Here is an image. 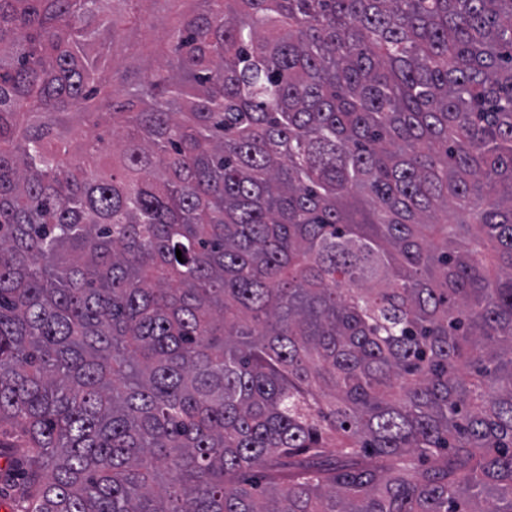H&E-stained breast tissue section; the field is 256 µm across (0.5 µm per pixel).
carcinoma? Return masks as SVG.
<instances>
[{"label": "carcinoma", "instance_id": "carcinoma-1", "mask_svg": "<svg viewBox=\"0 0 512 512\" xmlns=\"http://www.w3.org/2000/svg\"><path fill=\"white\" fill-rule=\"evenodd\" d=\"M176 2L0 0L11 512H512V0Z\"/></svg>", "mask_w": 512, "mask_h": 512}]
</instances>
